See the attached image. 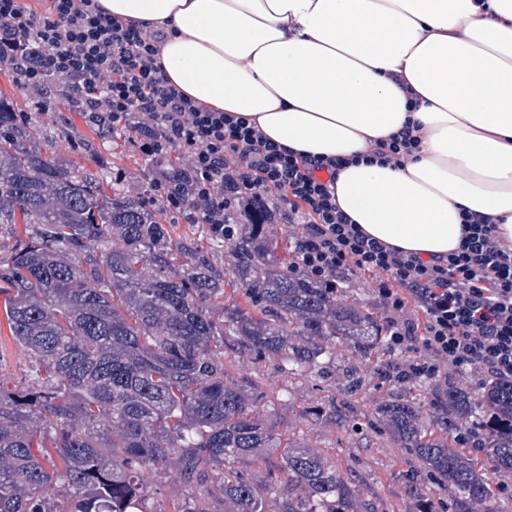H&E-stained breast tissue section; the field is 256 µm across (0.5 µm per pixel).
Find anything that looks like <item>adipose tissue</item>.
Returning a JSON list of instances; mask_svg holds the SVG:
<instances>
[{
    "label": "adipose tissue",
    "instance_id": "ef3b65f1",
    "mask_svg": "<svg viewBox=\"0 0 512 512\" xmlns=\"http://www.w3.org/2000/svg\"><path fill=\"white\" fill-rule=\"evenodd\" d=\"M98 3L163 33L161 67L186 95L289 149L350 157L418 121L416 159L337 177L339 208L368 235L445 254L471 211L512 241V0H488L486 14L477 0Z\"/></svg>",
    "mask_w": 512,
    "mask_h": 512
}]
</instances>
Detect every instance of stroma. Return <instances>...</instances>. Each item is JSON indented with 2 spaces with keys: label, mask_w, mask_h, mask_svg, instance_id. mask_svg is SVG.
<instances>
[{
  "label": "stroma",
  "mask_w": 512,
  "mask_h": 512,
  "mask_svg": "<svg viewBox=\"0 0 512 512\" xmlns=\"http://www.w3.org/2000/svg\"><path fill=\"white\" fill-rule=\"evenodd\" d=\"M57 82H49L34 92L22 86L12 72L0 70V97L17 102L24 114L36 116L37 102L55 94ZM48 132L38 146L47 155L57 156L89 168H102L105 177H121L127 188L147 187L146 163L130 142L112 143L98 139L76 110L60 109L50 113ZM342 362L337 365L330 383L323 384L289 375L287 367L253 364L244 357L230 369L232 381L261 377L266 394H280L268 413V421L277 432H290L301 446L334 457L342 472L353 474L352 491L357 505H373L376 512H418V503L405 492L406 474L425 476L419 461L392 440L383 426H372L368 416L375 400L406 390L407 385L395 378L382 377L379 362L373 357L353 353L346 340H338ZM355 369L367 382V390L355 405L358 430L346 429L326 418H312L308 408L316 405L328 392L341 390L347 369Z\"/></svg>",
  "instance_id": "1"
}]
</instances>
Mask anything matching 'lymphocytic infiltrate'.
<instances>
[{"mask_svg":"<svg viewBox=\"0 0 512 512\" xmlns=\"http://www.w3.org/2000/svg\"><path fill=\"white\" fill-rule=\"evenodd\" d=\"M160 43L105 15L95 0H48L41 11L0 0V67L27 87L62 80L82 89L90 109L135 131L132 145L145 161L183 157L185 192L173 191L161 170L149 204L208 225L227 242L262 203L304 227L291 247L294 272L329 289L351 273L387 272L374 290L384 344L392 355L416 351L409 377H439L446 362L483 386L512 381V244L491 218L463 213L458 248L427 260L368 236L336 203L349 158L290 150L249 118L186 97L165 77ZM421 141L411 119L358 160L400 167ZM409 308L414 317H405Z\"/></svg>","mask_w":512,"mask_h":512,"instance_id":"f902f5d3","label":"lymphocytic infiltrate"}]
</instances>
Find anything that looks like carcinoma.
Here are the masks:
<instances>
[{
    "instance_id": "1",
    "label": "carcinoma",
    "mask_w": 512,
    "mask_h": 512,
    "mask_svg": "<svg viewBox=\"0 0 512 512\" xmlns=\"http://www.w3.org/2000/svg\"><path fill=\"white\" fill-rule=\"evenodd\" d=\"M61 95L99 139L130 138L73 89ZM17 112L0 98V240L13 241L0 296L32 375L0 377V512H269L272 498L279 512H359L336 463L272 430L266 395L230 380L228 366L284 361L325 383L336 340L370 355L381 319L291 273L263 224H245L235 264L217 267L206 225L173 237L145 194L117 181L107 190L99 173L43 156L45 122ZM227 281L247 306L224 298ZM363 389L352 374L341 400L307 415L348 424ZM426 405L450 436L478 411L497 418L484 466L434 436ZM374 413L425 466L430 485L406 481L424 512L432 485L455 512L473 500L499 512L492 475L512 470V382L480 392L450 382L431 397L377 400ZM260 461L268 483L245 473ZM159 478L175 487L160 501L150 494Z\"/></svg>"
}]
</instances>
